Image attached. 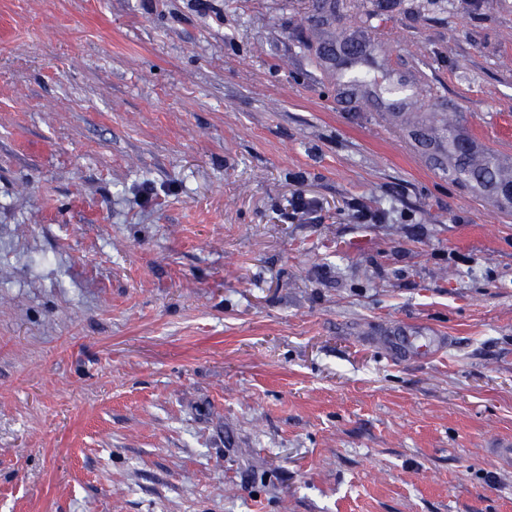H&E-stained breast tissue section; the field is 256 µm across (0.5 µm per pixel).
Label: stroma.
<instances>
[{"mask_svg":"<svg viewBox=\"0 0 512 512\" xmlns=\"http://www.w3.org/2000/svg\"><path fill=\"white\" fill-rule=\"evenodd\" d=\"M314 10L0 0V512H512V0ZM458 135L461 134L457 131V128L448 124V160L453 161V173L456 179L475 182L478 188L493 191L498 186L506 185L507 183L502 181L497 159L486 156L484 162L477 163L473 160L469 151L464 154L457 152L456 144L460 142Z\"/></svg>","mask_w":512,"mask_h":512,"instance_id":"1","label":"stroma"}]
</instances>
